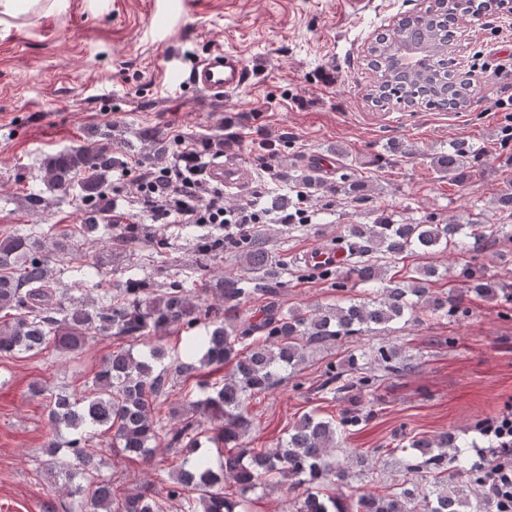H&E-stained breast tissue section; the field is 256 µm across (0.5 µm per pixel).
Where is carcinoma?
Wrapping results in <instances>:
<instances>
[{
    "mask_svg": "<svg viewBox=\"0 0 512 512\" xmlns=\"http://www.w3.org/2000/svg\"><path fill=\"white\" fill-rule=\"evenodd\" d=\"M500 0H432L423 11L381 34L369 49V65L379 61L389 66L398 44L425 31L437 42L451 38L455 26L469 19L479 21L496 14ZM453 62L435 55L421 69L442 74L455 88L450 110L467 112L476 100L473 77L456 78ZM371 104L387 109L406 107L440 109V87L431 80L389 86L384 81L366 94ZM139 139L144 150L142 162L162 167L178 144L166 139L158 129L145 128ZM480 149L470 141L448 144V151L435 157L448 181L461 185L473 176ZM119 166L109 148L82 146L50 155L43 160L49 191L60 197L77 193L86 220L45 235L35 228L14 232L0 240V352L38 351L52 342L65 353L83 350L94 336L109 334L129 341L147 335L155 340L144 354L118 349L87 381L90 393L58 392L49 395L48 419L53 431L45 445L44 472L69 489L76 501L75 512H163L162 501L180 502L182 512H249L250 495L258 489L288 485L293 493L289 512H487V503L467 486L448 483V464L464 463V452L452 434L435 437L414 435L390 456L400 455L409 478L393 485L389 493H362L336 496L326 492L332 480L344 484L359 466L371 470V458L344 455L339 461L342 435L367 417L362 409L363 394L375 384L368 366L376 364L390 373L404 370L401 352L395 346L380 347L370 361L349 355L347 369L332 365L326 371L325 387L344 395L352 408L338 417L315 412L302 414L274 448H250V401L277 387L288 372L306 361L307 349L342 337L388 327L410 324L427 310L442 316L458 309L464 295L450 289L435 293L430 288L440 277L432 265H419L399 277L394 264L408 255L424 257L435 252H478L488 238L489 221L472 217L440 223L433 217L419 220L386 218L375 224H349L336 247L347 254L346 266L325 268L322 275L334 278L336 290L345 291L348 282L365 286L361 298L336 305L310 308L270 305L263 318L254 322L241 313V305L253 294L280 284L281 267L266 249L259 232L249 231L233 248L237 249L244 272L261 273L258 278L216 274L209 281L216 304L203 307L186 289L182 280H171L154 290L147 279L132 278L117 291L108 288L99 298H66L57 288L56 262L76 256L73 241H99L120 250L140 239L155 251L168 241L159 227L106 224L100 210L107 196L109 178ZM288 194L278 201L288 206L297 195L323 185L314 170H290L283 176ZM335 191L355 199L363 196L364 184L343 174ZM491 218L512 219V181L493 200ZM467 292L480 297L508 299L512 293L495 288L479 269L466 273ZM204 331L186 338L182 355L183 373L196 369L190 363L199 357V366L219 369L232 365L222 383L198 382L197 398L170 408L163 418L154 405L167 394L169 353L162 340L172 330L189 332L202 320ZM213 424L208 441L225 449L219 466L200 453L202 421ZM110 439V446L124 456L148 457L153 444L165 443L181 457L180 464L162 492L147 487L116 496L112 481L98 473L97 451L89 447L96 437ZM231 482L237 495H224V483Z\"/></svg>",
    "mask_w": 512,
    "mask_h": 512,
    "instance_id": "1",
    "label": "carcinoma"
}]
</instances>
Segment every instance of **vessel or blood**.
<instances>
[{
  "instance_id": "vessel-or-blood-1",
  "label": "vessel or blood",
  "mask_w": 512,
  "mask_h": 512,
  "mask_svg": "<svg viewBox=\"0 0 512 512\" xmlns=\"http://www.w3.org/2000/svg\"><path fill=\"white\" fill-rule=\"evenodd\" d=\"M246 77L247 69L240 56L218 49L200 58L189 70L186 80L206 94L221 96L240 88ZM209 174L230 189L243 187L251 179L247 167L233 162L214 164Z\"/></svg>"
}]
</instances>
